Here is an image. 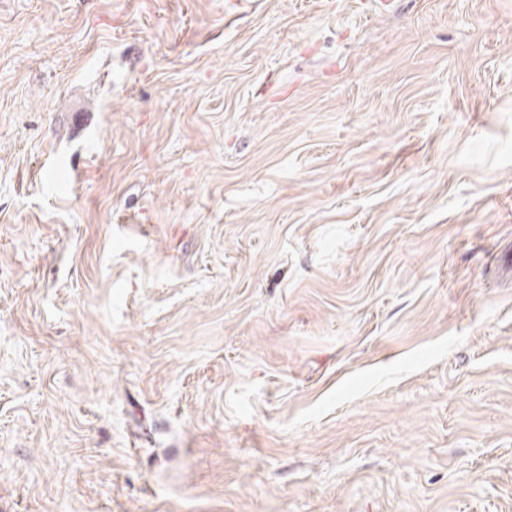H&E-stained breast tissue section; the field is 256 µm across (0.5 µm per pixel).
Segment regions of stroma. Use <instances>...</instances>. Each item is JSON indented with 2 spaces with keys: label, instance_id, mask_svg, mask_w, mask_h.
I'll return each instance as SVG.
<instances>
[{
  "label": "stroma",
  "instance_id": "stroma-1",
  "mask_svg": "<svg viewBox=\"0 0 512 512\" xmlns=\"http://www.w3.org/2000/svg\"><path fill=\"white\" fill-rule=\"evenodd\" d=\"M0 512H512V0H0Z\"/></svg>",
  "mask_w": 512,
  "mask_h": 512
}]
</instances>
